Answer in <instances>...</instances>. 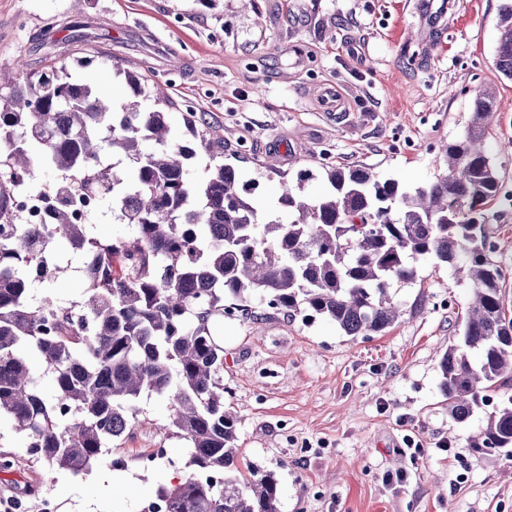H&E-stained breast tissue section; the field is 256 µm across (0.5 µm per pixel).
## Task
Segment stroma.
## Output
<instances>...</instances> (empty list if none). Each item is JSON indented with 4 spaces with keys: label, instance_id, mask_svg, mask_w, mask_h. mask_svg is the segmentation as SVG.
<instances>
[{
    "label": "stroma",
    "instance_id": "obj_1",
    "mask_svg": "<svg viewBox=\"0 0 512 512\" xmlns=\"http://www.w3.org/2000/svg\"><path fill=\"white\" fill-rule=\"evenodd\" d=\"M500 0H0V70L40 73L65 63L114 100L128 97L124 70L161 85L169 121L195 112L224 138L225 162L252 182L251 199L276 203L281 180L308 196L328 183L320 163L374 168L422 187L446 175L442 143L458 137L474 91L496 90L497 123L486 139L502 195L485 208V229L504 273L512 314V80L495 65ZM99 33L106 64L82 66L68 26ZM345 111L322 112L323 87ZM276 157L279 174L263 164ZM305 180H298L299 171ZM51 283L35 299L66 303L84 291L79 253H58ZM416 285L395 284L404 316L378 336L345 335L325 319L304 320L256 304V318L225 320L224 405L238 417L244 460L275 472L280 512H512V457L466 448L487 410L457 421L439 390L438 361L458 341L468 283L435 261ZM139 419L91 472L49 471L0 422V497L23 512H140L188 474L189 444L160 433L167 400L142 394ZM429 448L410 456L409 442ZM167 461L142 466L144 449ZM452 445L455 455L443 452ZM402 481H393V474Z\"/></svg>",
    "mask_w": 512,
    "mask_h": 512
}]
</instances>
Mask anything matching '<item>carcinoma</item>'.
Returning <instances> with one entry per match:
<instances>
[{"mask_svg":"<svg viewBox=\"0 0 512 512\" xmlns=\"http://www.w3.org/2000/svg\"><path fill=\"white\" fill-rule=\"evenodd\" d=\"M497 28L496 67L512 79V0H502ZM49 70L53 89L40 74L0 76V416L27 454L86 471L129 432L133 403L156 394L170 410L161 429L190 443L191 472L157 494L167 512H280L276 474L238 467L215 328L258 301L375 336L401 317L392 285L416 283L428 259L471 285L459 342L438 363L448 412L462 421L493 406L466 447L512 449V397L494 403L512 380V317L483 213L501 189L484 148L492 88L475 91L467 127L443 146L448 174L433 183L409 188L366 167L324 165L327 194L312 199L285 182L261 213L224 162L223 139L193 112L186 132L171 127L158 84L126 70L130 95L114 104L66 65ZM199 149L208 161L197 172L188 161ZM37 165L55 177L52 200L47 221L28 224L18 192L38 190ZM83 194L110 203L132 235H90L73 208ZM60 245L83 257V296L35 302L32 278L52 281Z\"/></svg>","mask_w":512,"mask_h":512,"instance_id":"cac0c4a2","label":"carcinoma"}]
</instances>
